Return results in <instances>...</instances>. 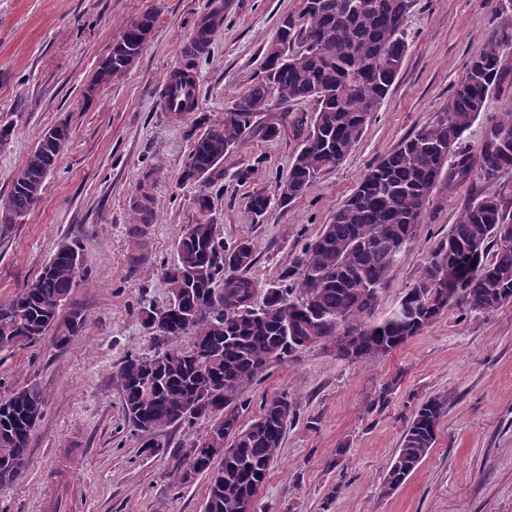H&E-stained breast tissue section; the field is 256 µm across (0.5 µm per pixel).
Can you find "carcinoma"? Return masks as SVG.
<instances>
[{
	"instance_id": "obj_1",
	"label": "carcinoma",
	"mask_w": 512,
	"mask_h": 512,
	"mask_svg": "<svg viewBox=\"0 0 512 512\" xmlns=\"http://www.w3.org/2000/svg\"><path fill=\"white\" fill-rule=\"evenodd\" d=\"M414 0H302L300 22L280 25L276 39L298 50L288 57L265 54L263 75L194 141L182 178L204 175L214 183L224 177L225 148L237 151L251 137L272 140L281 129L257 125L253 118L271 95L282 102L314 99L311 115L290 125L299 149L288 176L277 186L281 203L302 196L324 170L340 164L361 140L400 72L407 51L403 22ZM154 16L125 30L96 72L92 87L109 85L127 72L142 53V28ZM223 24L220 10L197 27L204 41ZM489 40L453 89L448 109L432 124L406 138L369 168L353 194L319 235L295 254L282 275L294 281L266 289L254 302L256 283L245 275L254 264L250 241L232 247L208 221L211 195L194 200L201 220L186 224L176 242L177 262L166 269L168 299L166 341L190 334L189 348H168L151 359L126 358L116 372L129 425L140 432L211 422L206 436L176 468L208 477L204 512H251L255 497L275 463L292 401L280 396L266 403L248 427L239 425V399L271 362L292 358L311 347L334 348L336 358L367 361L405 344L453 305L466 312L491 313L512 303V211L497 191L477 192L463 205L458 221L432 248L415 283L386 317H377L379 291L399 254L416 236L434 189L475 180L495 181L512 168V112L490 125L479 154L463 146L493 90L509 78L502 67L501 44ZM59 155L41 137L18 168L0 213L25 216L41 194ZM270 206L264 191L250 196V208L262 217ZM218 247L224 259L208 252ZM71 247L61 248L40 274L9 300L0 302V348L31 346L48 332L69 341L84 318H61L78 270ZM351 337L346 348L338 338ZM34 388L14 392L0 405V479L13 481L14 467L29 465L32 429L29 414L42 413ZM447 400L421 403L404 431L385 483L395 490L413 473L436 442L435 427ZM227 443L224 454L205 451L213 435Z\"/></svg>"
}]
</instances>
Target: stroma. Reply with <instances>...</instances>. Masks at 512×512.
<instances>
[{
  "mask_svg": "<svg viewBox=\"0 0 512 512\" xmlns=\"http://www.w3.org/2000/svg\"><path fill=\"white\" fill-rule=\"evenodd\" d=\"M222 0H0V198L47 129L67 124L70 138L39 201L14 224H0V301L34 280L61 246L75 248L80 273L65 304L84 315L63 346L47 333L34 346L0 349V399L23 387L44 401L29 445L30 464L0 486V512H203L208 480L187 483L177 465L210 428L208 420L145 434L124 413L115 374L127 356L158 350L145 323L167 300L164 271L184 225L198 221L194 199H213L209 219L225 245L249 240L247 275L259 290L279 284L303 245L350 197L368 167L445 112L470 59L492 37L512 33V0H416L405 22L400 73L353 153L324 170L300 197L261 217L256 190L273 192L299 142L288 114L312 113L311 100L272 101L256 117L279 137L252 138L226 156L221 183H180L193 142L260 77L264 50L302 0H231L208 53L188 61L181 48ZM155 15L135 65L111 84L90 82L124 28ZM192 64L194 113L161 105L162 81ZM512 111V83L489 97L465 135L479 152L487 127ZM258 164L255 182L238 168ZM471 186L439 184L379 292L388 315L413 285L435 242L457 222ZM151 203L141 220L139 202ZM288 395L295 416L255 499V512H512V305L492 313L449 308L386 355L347 363L308 348L274 362L240 398L249 426L271 398ZM447 400L436 443L396 491L384 477L417 406ZM162 444L158 454L142 444ZM80 496L70 509L71 493Z\"/></svg>",
  "mask_w": 512,
  "mask_h": 512,
  "instance_id": "stroma-1",
  "label": "stroma"
}]
</instances>
